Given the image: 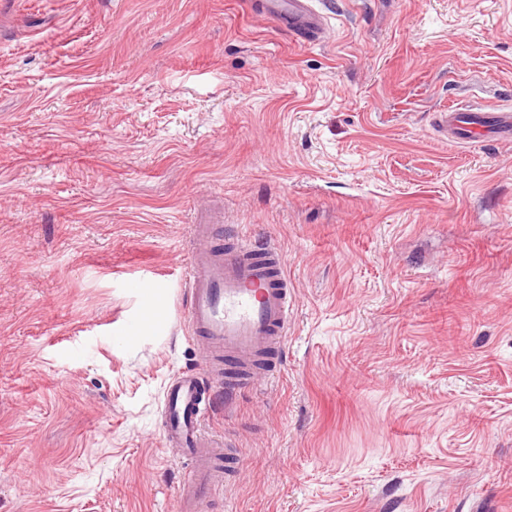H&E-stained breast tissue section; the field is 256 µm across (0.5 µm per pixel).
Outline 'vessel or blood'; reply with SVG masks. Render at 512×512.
Listing matches in <instances>:
<instances>
[{
    "label": "vessel or blood",
    "mask_w": 512,
    "mask_h": 512,
    "mask_svg": "<svg viewBox=\"0 0 512 512\" xmlns=\"http://www.w3.org/2000/svg\"><path fill=\"white\" fill-rule=\"evenodd\" d=\"M254 13L273 18L294 41H322L326 14L316 0H252ZM443 129L460 144L512 142V108L458 106L441 117ZM213 228L193 227L198 242L187 268L185 323L204 345L199 369L174 377L163 393V434L190 471L175 494L176 512H200V504L223 483L232 457L205 429L212 403L206 385L226 391L265 379L288 334L294 290L283 253L265 240L237 239L211 245Z\"/></svg>",
    "instance_id": "obj_1"
}]
</instances>
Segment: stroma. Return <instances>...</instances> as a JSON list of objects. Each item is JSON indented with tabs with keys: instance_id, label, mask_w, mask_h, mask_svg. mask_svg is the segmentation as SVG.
I'll return each mask as SVG.
<instances>
[{
	"instance_id": "35a3bbf8",
	"label": "stroma",
	"mask_w": 512,
	"mask_h": 512,
	"mask_svg": "<svg viewBox=\"0 0 512 512\" xmlns=\"http://www.w3.org/2000/svg\"><path fill=\"white\" fill-rule=\"evenodd\" d=\"M249 3L0 0V512H174L196 224L296 291L203 512H512V142L437 126L512 104V0H340L313 46Z\"/></svg>"
}]
</instances>
